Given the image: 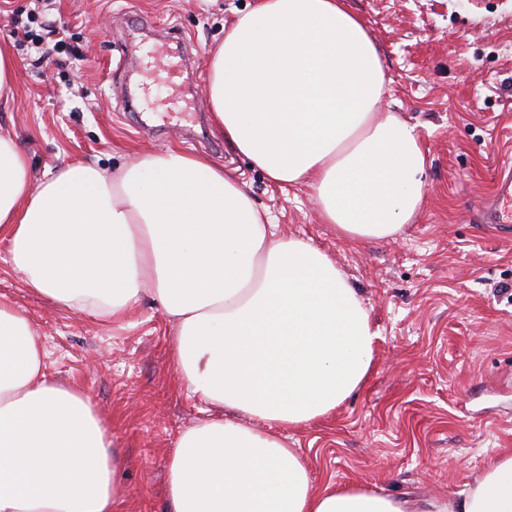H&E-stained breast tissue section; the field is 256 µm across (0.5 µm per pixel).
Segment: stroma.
<instances>
[{
  "instance_id": "stroma-1",
  "label": "stroma",
  "mask_w": 512,
  "mask_h": 512,
  "mask_svg": "<svg viewBox=\"0 0 512 512\" xmlns=\"http://www.w3.org/2000/svg\"><path fill=\"white\" fill-rule=\"evenodd\" d=\"M254 0H0V48L17 66L0 98V133L29 157L33 178L70 163L119 170L145 152L207 155L236 179L279 233L311 238L357 288L379 333L360 388L329 416L287 430L312 483L373 492L450 512L503 449L512 448V228L474 215L512 159V0H348L388 78L380 109L415 124L427 153V200L394 239L359 241L323 223L307 190L270 181L214 129L209 55ZM65 27L69 52L40 62L12 21ZM194 54L193 91L150 77L164 45ZM0 240V299L40 335L53 381L80 391L124 460L116 512H167L168 456L204 419L178 382L176 326L146 295L117 319L33 293Z\"/></svg>"
}]
</instances>
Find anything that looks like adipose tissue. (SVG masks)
Listing matches in <instances>:
<instances>
[{"label": "adipose tissue", "mask_w": 512, "mask_h": 512, "mask_svg": "<svg viewBox=\"0 0 512 512\" xmlns=\"http://www.w3.org/2000/svg\"><path fill=\"white\" fill-rule=\"evenodd\" d=\"M386 73L346 0H256L212 53L214 127L273 181L306 187L354 240L395 237L427 197L426 152L381 111ZM0 236L55 303L117 318L154 296L175 323L181 385L214 415L168 462L170 512H412L360 486L316 488L284 431L334 411L370 373L378 337L356 288L311 240L277 233L206 156L146 152L109 173L31 177L0 136ZM38 334L0 301V512H114L122 458L91 404L49 379ZM458 512H512V451Z\"/></svg>", "instance_id": "1"}]
</instances>
